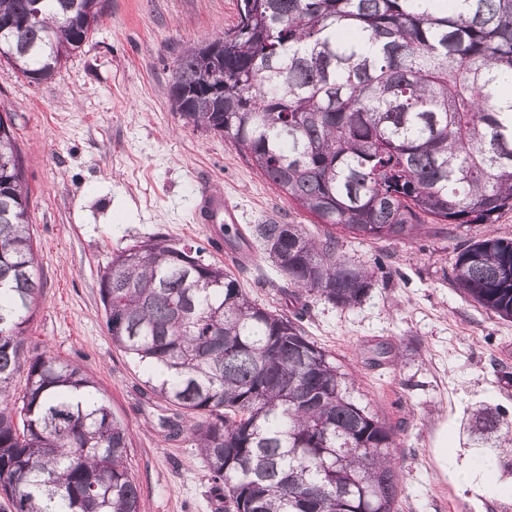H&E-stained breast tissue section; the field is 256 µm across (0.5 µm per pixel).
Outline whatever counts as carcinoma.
Wrapping results in <instances>:
<instances>
[{
    "label": "carcinoma",
    "mask_w": 512,
    "mask_h": 512,
    "mask_svg": "<svg viewBox=\"0 0 512 512\" xmlns=\"http://www.w3.org/2000/svg\"><path fill=\"white\" fill-rule=\"evenodd\" d=\"M0 0V61L31 83L92 42L106 0ZM181 55L170 87L183 125L224 136L317 223L371 240L439 224H494L512 210V0H239L238 22ZM224 80V97L209 89ZM12 118L0 114V496L11 512H139L129 433L82 369L24 357L40 288L28 188ZM235 247L259 248L288 280L342 308L375 271L297 224H255ZM201 245L137 241L100 272L112 345L136 359L146 394L172 407L224 512H399L397 433L353 395L301 318L253 301ZM459 288L512 320V240L460 249ZM26 368L19 395L15 374ZM472 431L506 430L481 409Z\"/></svg>",
    "instance_id": "carcinoma-1"
}]
</instances>
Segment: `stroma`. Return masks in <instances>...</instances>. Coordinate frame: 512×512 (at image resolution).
<instances>
[{"label": "stroma", "instance_id": "obj_1", "mask_svg": "<svg viewBox=\"0 0 512 512\" xmlns=\"http://www.w3.org/2000/svg\"><path fill=\"white\" fill-rule=\"evenodd\" d=\"M237 22V0H109L92 46L34 84L0 65V112H9L24 162L43 283L27 331L46 353L90 374L130 433L127 464L140 512H224L190 435L168 439L167 405L145 395L138 365L113 346L98 288L114 254L154 235L205 245L193 223L200 184L223 192L242 224L276 221L324 237L222 135L183 126L170 102L181 51ZM512 239V211L493 227L374 241L337 231L338 251L376 270L361 304L337 307L301 289L251 252L236 276L251 299L302 311L308 338L351 376L401 446V512H512V474L496 439L468 431L475 410L512 420V321L486 311L453 278L458 247L487 230Z\"/></svg>", "mask_w": 512, "mask_h": 512}]
</instances>
